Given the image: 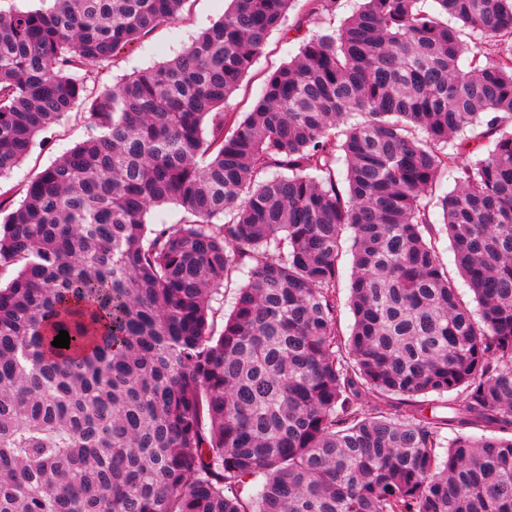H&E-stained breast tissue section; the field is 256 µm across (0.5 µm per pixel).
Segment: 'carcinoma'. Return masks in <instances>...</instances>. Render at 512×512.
Returning a JSON list of instances; mask_svg holds the SVG:
<instances>
[{
    "label": "carcinoma",
    "instance_id": "cac0c4a2",
    "mask_svg": "<svg viewBox=\"0 0 512 512\" xmlns=\"http://www.w3.org/2000/svg\"><path fill=\"white\" fill-rule=\"evenodd\" d=\"M37 2L0 8V177L69 112L91 132L0 223V512H512V0H362L240 118L270 35L338 0H232L99 91L188 0ZM229 0H190L185 19L174 25H162L141 42L125 49L108 66L91 67L87 86H113L129 76L175 57L203 28L224 15ZM438 255L441 263H443L448 268V274L455 278L457 281V286L459 288V294L461 299L464 302H469L471 308H476L477 303L474 300L473 293L468 289L465 285L462 278L459 276L457 268L454 263V255L449 247V241L445 234L440 235V239L438 242ZM350 246V242H347L344 245V250L346 251L341 260V280H340V307L338 311V323L341 326V329L344 333L348 332L350 326L353 323L352 313L347 304L348 298V285L350 282V277L352 274V256L350 252H348Z\"/></svg>",
    "mask_w": 512,
    "mask_h": 512
}]
</instances>
